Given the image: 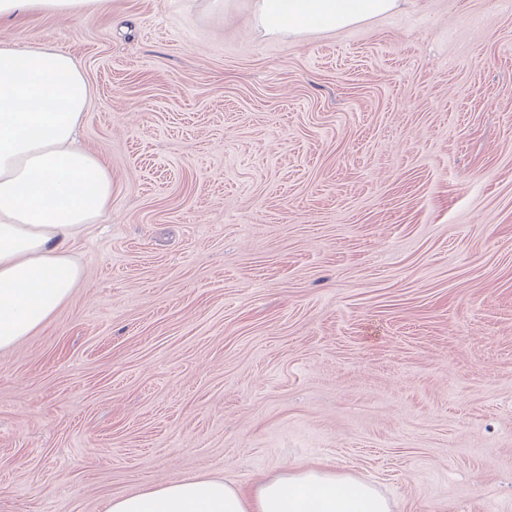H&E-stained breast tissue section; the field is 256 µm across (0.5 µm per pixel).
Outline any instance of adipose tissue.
<instances>
[{"instance_id": "ef3b65f1", "label": "adipose tissue", "mask_w": 512, "mask_h": 512, "mask_svg": "<svg viewBox=\"0 0 512 512\" xmlns=\"http://www.w3.org/2000/svg\"><path fill=\"white\" fill-rule=\"evenodd\" d=\"M101 0H0V21L76 17ZM401 0H256L254 23L270 35L344 28L399 10ZM92 96L73 56L46 45H0V350L45 324L83 270L70 246L112 206V176L81 146ZM105 512H393L371 483L294 468L250 494L220 479L178 480L107 500Z\"/></svg>"}]
</instances>
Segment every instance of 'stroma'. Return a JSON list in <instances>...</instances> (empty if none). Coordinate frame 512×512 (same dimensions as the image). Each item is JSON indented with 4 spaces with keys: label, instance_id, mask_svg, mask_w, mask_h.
Returning a JSON list of instances; mask_svg holds the SVG:
<instances>
[{
    "label": "stroma",
    "instance_id": "stroma-1",
    "mask_svg": "<svg viewBox=\"0 0 512 512\" xmlns=\"http://www.w3.org/2000/svg\"><path fill=\"white\" fill-rule=\"evenodd\" d=\"M254 0L0 23L71 54L112 207L0 351V512L289 468L512 512V5L270 36Z\"/></svg>",
    "mask_w": 512,
    "mask_h": 512
}]
</instances>
